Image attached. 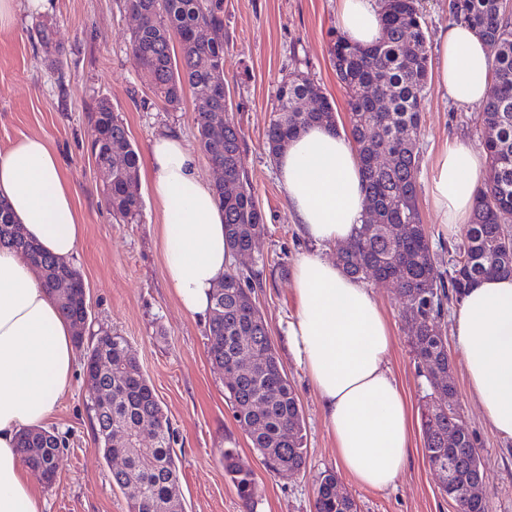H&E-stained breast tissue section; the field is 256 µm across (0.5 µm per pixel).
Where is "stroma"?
<instances>
[{"label":"stroma","instance_id":"stroma-1","mask_svg":"<svg viewBox=\"0 0 512 512\" xmlns=\"http://www.w3.org/2000/svg\"><path fill=\"white\" fill-rule=\"evenodd\" d=\"M42 25L54 34L52 46L37 37ZM135 25L123 0H52L47 14L19 11L15 26L0 31V149L20 137L39 136L58 155L86 226L77 268L90 296L87 327L126 337L167 412L175 431L185 512H314L317 479L327 472L335 473L340 491L354 497L358 512H456L425 458L421 408L430 387L414 360L411 329L391 283L375 282L371 288L392 331L389 363L411 407L410 455L396 486L367 488L337 469L336 443L317 395L286 347L284 329L294 312L290 270L311 247L301 240L288 209L275 162L266 151L265 130L279 82L295 69L321 86L336 108L339 130L347 129L345 92L330 56L339 29L337 0H224L229 116L242 130L245 168L265 218L253 253L236 257L233 265L254 274L253 297L302 405L308 459L305 470L293 476L266 471L234 421L224 398V376L207 356V325L182 311L166 281L162 214L148 181L141 178L136 184L143 201L138 223L116 221L104 202V174L91 152L92 118L100 100L111 103L139 153H146L152 136L164 129L179 131L190 147L198 145L192 93H184L179 109H165L134 66L129 37ZM479 111V106L445 98L437 80H430L418 141L419 207L439 255L436 275L443 282L448 279V246L461 240L464 230L444 229L427 184L446 141L480 147ZM448 353L457 407L482 453L489 512H512V442L502 441L475 407L461 353L453 347ZM92 399L79 371L53 409L49 424L66 434L68 447L55 484L36 485L41 512L128 510L131 492L113 487L112 466L97 444ZM228 448L237 449L242 465L254 473L259 493L253 506L239 499L224 472L222 454Z\"/></svg>","mask_w":512,"mask_h":512}]
</instances>
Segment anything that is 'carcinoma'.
Wrapping results in <instances>:
<instances>
[{"label":"carcinoma","instance_id":"1","mask_svg":"<svg viewBox=\"0 0 512 512\" xmlns=\"http://www.w3.org/2000/svg\"><path fill=\"white\" fill-rule=\"evenodd\" d=\"M124 6L139 18L130 36V57L154 96L175 110L184 87L191 89L199 109L200 149L224 173L213 189L224 209L225 237L236 253L250 249L265 224L244 168L241 130L226 119L224 137L218 139L209 123L228 110L214 87L224 69V0H124ZM380 6L378 41L363 47L338 32L331 46L336 77L347 94L349 136L363 170L369 209L353 240L336 247V261L364 282L391 279L402 298L414 301L403 317L416 327L412 351L432 388L421 417L426 460L430 465L439 460L449 469L446 493L457 512H488V501L464 496L481 453L456 407L448 404V391L456 386L441 319L445 301L460 300L477 279L512 274V5L509 0H450L448 6L450 18L475 28L495 53L492 89L480 115L492 176L477 191L464 238L448 247L446 285L436 280L437 253L418 203L417 141L431 69L427 28L418 0H380ZM93 124L92 152L96 163L109 170L106 204L122 221L137 223L143 202L130 187L138 175V149L108 101H100ZM314 125L336 130L335 107L319 84L295 69L278 85L265 133L269 156L276 157L290 139ZM227 183L235 186V194L224 191ZM397 224L405 226L406 235H393ZM0 246L39 263L42 286L51 293L64 274H72L69 297L57 301L69 322L84 317L81 273L29 240L2 199ZM249 282L250 277L231 268L214 289L207 352L224 372L225 400L262 465L270 472L297 475L308 454L302 406ZM84 372L104 395L102 402L90 405L104 458L121 455L126 462L125 470L112 472V485L125 489L135 481L144 490L141 499L129 502L128 512H184L178 457L171 445L174 431L126 338L116 332L94 337ZM450 430L459 434L454 448L448 447ZM18 445L31 466L62 458L67 448L64 436L46 428L22 431ZM223 457L238 497L253 502L258 496L253 472L239 463L236 449H224ZM314 507L315 512H358L354 498L336 495L332 474L317 484Z\"/></svg>","mask_w":512,"mask_h":512}]
</instances>
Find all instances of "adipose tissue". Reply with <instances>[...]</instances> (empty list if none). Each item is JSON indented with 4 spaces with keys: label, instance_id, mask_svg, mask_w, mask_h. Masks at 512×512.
Listing matches in <instances>:
<instances>
[{
    "label": "adipose tissue",
    "instance_id": "1",
    "mask_svg": "<svg viewBox=\"0 0 512 512\" xmlns=\"http://www.w3.org/2000/svg\"><path fill=\"white\" fill-rule=\"evenodd\" d=\"M339 28L352 42L382 34L377 0H340ZM439 86L456 103H483L492 55L484 39L455 21L435 41ZM288 209L314 245L292 271L296 311L285 336L308 375L338 462L365 487L395 486L408 453L410 414L389 365L391 331L371 290L327 257L349 242L367 211L365 182L351 140L307 128L275 158ZM486 155L449 141L428 185L441 224H469ZM147 177L162 211L167 280L182 310L208 320L212 291L234 258L224 211L198 172L197 158L174 131L153 136ZM0 198L25 235L62 262H72L85 234L75 191L55 151L23 137L0 151ZM451 332L471 396L501 439L512 441V275L481 279L457 302ZM76 367L74 329L19 252L0 248V512H39L36 488L17 437L44 427Z\"/></svg>",
    "mask_w": 512,
    "mask_h": 512
}]
</instances>
